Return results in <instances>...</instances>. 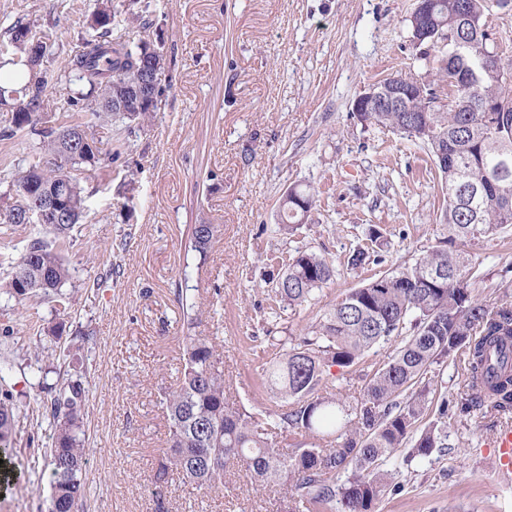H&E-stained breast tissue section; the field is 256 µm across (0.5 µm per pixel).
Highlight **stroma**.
I'll use <instances>...</instances> for the list:
<instances>
[{
	"mask_svg": "<svg viewBox=\"0 0 512 512\" xmlns=\"http://www.w3.org/2000/svg\"><path fill=\"white\" fill-rule=\"evenodd\" d=\"M416 0H151L141 21L120 27L129 44L162 43L158 109L129 134L96 128L108 168L85 166L88 221L60 248L71 278L59 298L7 292L38 224H0V384L16 407L12 444L18 479L0 491V512H48L47 450L52 427L37 403L71 380L85 382L82 429L87 493L82 512H280L284 491L255 493L236 470L226 487L200 490L178 477L155 483L168 423L160 393L175 384L183 336L176 289L195 296V335L218 343L225 395L248 412L280 409L261 368L297 343L348 289L373 274L410 265L443 245L441 178L428 145L360 122L354 100L401 75L430 80L441 54L422 52L409 17ZM95 0H0V41L22 17L48 34L44 69L59 123V76L81 48ZM34 150L24 131L0 140V210L14 201L11 171ZM315 192L314 208L293 232L280 231L288 189ZM211 224L206 253L189 230ZM386 233L381 264L346 265L369 248V225ZM331 261L336 275L296 309L280 308L274 284L295 251ZM473 293L501 302L512 281V238L471 248ZM506 421L490 406L449 413L448 445L384 463L388 485L374 512H512V488L495 476L490 444Z\"/></svg>",
	"mask_w": 512,
	"mask_h": 512,
	"instance_id": "obj_1",
	"label": "stroma"
}]
</instances>
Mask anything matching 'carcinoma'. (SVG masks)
<instances>
[{
  "mask_svg": "<svg viewBox=\"0 0 512 512\" xmlns=\"http://www.w3.org/2000/svg\"><path fill=\"white\" fill-rule=\"evenodd\" d=\"M82 49L65 64L69 76L67 104L88 114L80 125H57L46 95L50 75L40 69L43 56L31 53L42 39L30 23L17 19L0 54H13L12 87L0 85V112L11 114L0 139L25 129L38 140L39 163L12 175L14 192L31 181L35 187L65 188L69 219L52 229L64 237L86 216V195L77 171L100 162L99 150L70 143L68 131L118 123L131 133L156 111L159 94L129 113L112 109V97L136 88L150 60L161 50L152 41L130 46L112 36L128 16H143L132 0L125 9L112 0H96ZM425 27L429 49L442 50L459 33V8L477 22L495 12L512 14V0H429ZM491 46L476 39L466 58L446 54L439 77L419 83L393 76L378 85L397 84L399 103L361 112L359 121L389 127L437 152L448 149V166L439 168L445 206L440 221L448 225L458 248L434 247L401 269L386 271L343 293L322 320L278 355L264 370V384L276 396L292 400L289 407L264 417L232 408L224 396L223 357L202 336L184 337L181 376L176 387L161 392L168 422V450L159 473L173 470L199 489L226 485L241 467L261 489L286 487L284 512H372L386 488L384 461L400 448L405 461L426 458L448 447V401L428 374L447 360H457L465 373L468 405H490L501 415L512 413V302L491 307L472 294L475 272L467 247L512 228V85L484 59ZM480 76L477 92L464 97L459 82L469 71ZM455 89L447 105H437L436 87ZM315 205V195L296 188L282 202L283 229L291 231ZM216 228L196 224L190 229L191 250L203 254ZM336 269L324 257L299 251L276 285L279 302L298 307L332 280ZM71 278L61 253L44 241L32 240L14 266L6 288L17 296L58 295ZM182 308L183 328L197 324L195 302L175 292ZM396 341L387 361L364 373L366 386L356 405H347L329 391L330 367L351 368L365 352ZM86 390L76 380L50 400L53 428L48 451L51 472L49 512H79L86 494V448L78 435ZM14 426L12 394L0 392V484L11 481L9 436ZM307 434L304 445L296 436ZM344 481H339V478Z\"/></svg>",
  "mask_w": 512,
  "mask_h": 512,
  "instance_id": "carcinoma-1",
  "label": "carcinoma"
}]
</instances>
